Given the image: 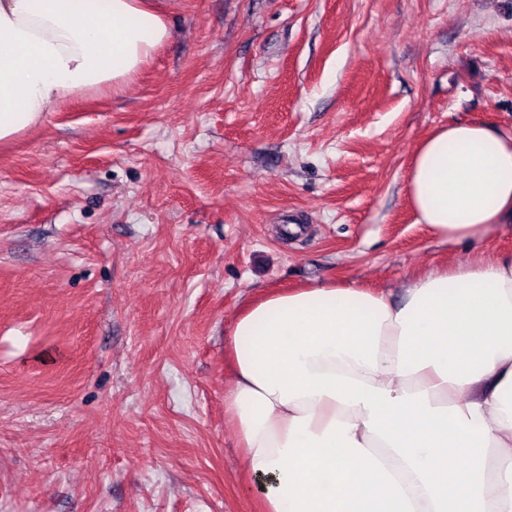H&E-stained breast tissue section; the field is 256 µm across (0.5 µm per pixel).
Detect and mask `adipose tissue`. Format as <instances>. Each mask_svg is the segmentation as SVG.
<instances>
[{"mask_svg":"<svg viewBox=\"0 0 512 512\" xmlns=\"http://www.w3.org/2000/svg\"><path fill=\"white\" fill-rule=\"evenodd\" d=\"M162 0H0V144L122 94L170 39ZM415 223L470 244L512 223V130L441 126L408 169ZM224 413L257 512H512V256L264 292L224 344Z\"/></svg>","mask_w":512,"mask_h":512,"instance_id":"ef3b65f1","label":"adipose tissue"}]
</instances>
